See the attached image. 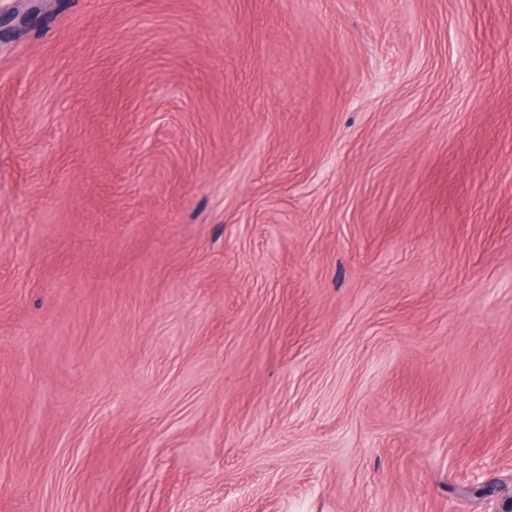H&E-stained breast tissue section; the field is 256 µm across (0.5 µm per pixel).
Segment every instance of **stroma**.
<instances>
[{
	"mask_svg": "<svg viewBox=\"0 0 512 512\" xmlns=\"http://www.w3.org/2000/svg\"><path fill=\"white\" fill-rule=\"evenodd\" d=\"M511 507L512 0L0 27V512Z\"/></svg>",
	"mask_w": 512,
	"mask_h": 512,
	"instance_id": "stroma-1",
	"label": "stroma"
}]
</instances>
